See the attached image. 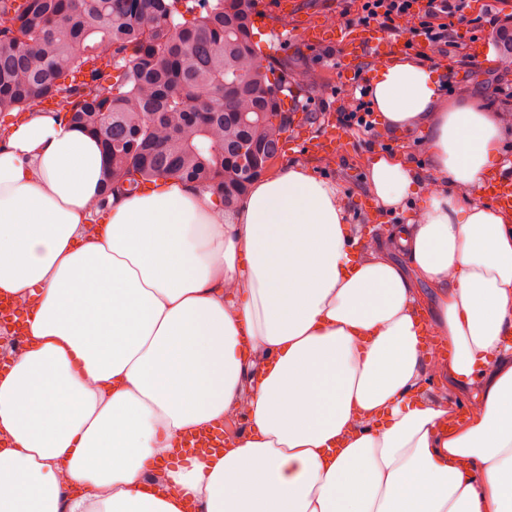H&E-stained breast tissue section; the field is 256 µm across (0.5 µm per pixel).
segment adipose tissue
<instances>
[{
	"label": "adipose tissue",
	"instance_id": "obj_1",
	"mask_svg": "<svg viewBox=\"0 0 512 512\" xmlns=\"http://www.w3.org/2000/svg\"><path fill=\"white\" fill-rule=\"evenodd\" d=\"M439 85L373 66L380 123L424 130L433 162L373 158L378 206L422 200L384 242L305 165L230 214L177 179L105 199L96 137L41 110L12 124L0 296L30 307L0 374V512H512V218L471 201L502 121ZM426 331L450 350L439 370L482 388L454 430L420 392ZM237 418L222 456L166 467L188 433Z\"/></svg>",
	"mask_w": 512,
	"mask_h": 512
}]
</instances>
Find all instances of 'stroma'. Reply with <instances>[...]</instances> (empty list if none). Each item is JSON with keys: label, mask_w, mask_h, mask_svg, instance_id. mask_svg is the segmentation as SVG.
Returning a JSON list of instances; mask_svg holds the SVG:
<instances>
[{"label": "stroma", "mask_w": 512, "mask_h": 512, "mask_svg": "<svg viewBox=\"0 0 512 512\" xmlns=\"http://www.w3.org/2000/svg\"><path fill=\"white\" fill-rule=\"evenodd\" d=\"M283 0H257V8L266 16L259 29L262 46L274 48L277 56L287 57L292 71L307 74L304 91L290 102L292 121L283 136L272 167L301 163L317 167L325 180L336 183L347 206L348 221L361 234L370 237L386 236L399 224L407 223L411 207L382 212L373 206L367 192L370 160L392 145L395 153L404 155L417 169L426 171L431 160L419 147L424 133L420 130L394 132L375 127L371 135L349 133L337 151L326 146L325 131L338 127L339 116L350 104L353 76L369 80L372 55H360L349 69H341L345 49L340 42H308L303 31L307 28L326 29L343 23L341 13L353 7L355 0H298L297 12L284 9ZM502 45L481 64L460 60L459 56L443 54L425 59V66L441 71L444 82L453 91L445 95L448 103L469 95L481 101L485 108L496 111L502 106L497 92L499 86L512 87V69H504Z\"/></svg>", "instance_id": "1"}]
</instances>
